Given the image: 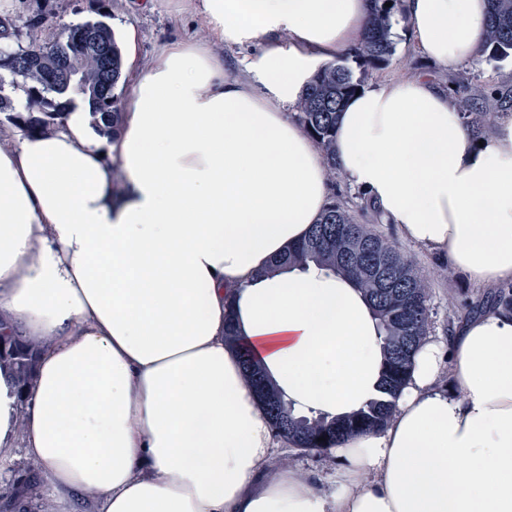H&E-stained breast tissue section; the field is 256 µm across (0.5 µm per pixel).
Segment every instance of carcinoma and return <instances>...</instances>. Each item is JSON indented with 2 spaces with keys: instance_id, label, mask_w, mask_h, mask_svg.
<instances>
[{
  "instance_id": "obj_1",
  "label": "carcinoma",
  "mask_w": 512,
  "mask_h": 512,
  "mask_svg": "<svg viewBox=\"0 0 512 512\" xmlns=\"http://www.w3.org/2000/svg\"><path fill=\"white\" fill-rule=\"evenodd\" d=\"M392 6H385L386 2ZM398 0H373L369 25L354 48L363 66L379 69L393 54L389 17ZM479 56L500 61L512 55V0H489ZM43 17L25 28L16 18H0V34L11 39L0 47V112L14 110L5 87L27 93L25 110L31 130H43L42 117L60 116L74 92L88 97L95 126L106 136L121 129L120 96L123 78L122 48L112 28L101 22L63 27L56 42L44 37ZM361 87L342 61L317 68L295 104V118L318 142L326 161V175L342 176L336 167V120L346 100ZM499 112H479L464 99L459 110L475 135L494 127L501 112L512 110V95L499 99ZM348 280L367 302L382 341L383 364L377 394L360 408L343 415L318 412L297 415L262 364L244 354L243 370L256 389L276 435L299 448H332L361 432L384 427L393 417L395 400L406 384L417 348L430 325L429 281L416 263L377 232L374 225L358 221L341 203L328 207L308 236L271 266L270 271L310 265ZM42 343L22 336L0 321V360L7 362L23 390L32 386Z\"/></svg>"
}]
</instances>
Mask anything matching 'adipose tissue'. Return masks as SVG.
<instances>
[{
  "mask_svg": "<svg viewBox=\"0 0 512 512\" xmlns=\"http://www.w3.org/2000/svg\"><path fill=\"white\" fill-rule=\"evenodd\" d=\"M196 9L206 42L127 67L117 139L78 96L52 130L0 145V320L45 344L27 391L0 364V472L36 460L53 512L87 490L100 512H512L506 306L418 347L392 420L333 448V492L276 465L242 348L298 410L352 411L380 371L347 280L266 272L332 201L323 152L287 110L350 51L371 0ZM486 9L402 0L391 35L445 68L476 54ZM255 40L246 76H225L212 43ZM336 162L402 241L475 286L512 282V117L478 141L432 78L377 82L341 113Z\"/></svg>",
  "mask_w": 512,
  "mask_h": 512,
  "instance_id": "adipose-tissue-1",
  "label": "adipose tissue"
}]
</instances>
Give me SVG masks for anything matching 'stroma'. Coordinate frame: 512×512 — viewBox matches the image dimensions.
Here are the masks:
<instances>
[{
	"instance_id": "stroma-1",
	"label": "stroma",
	"mask_w": 512,
	"mask_h": 512,
	"mask_svg": "<svg viewBox=\"0 0 512 512\" xmlns=\"http://www.w3.org/2000/svg\"><path fill=\"white\" fill-rule=\"evenodd\" d=\"M187 0H153L150 8H142L138 0H25L17 15L18 22L40 13L49 14L56 27L85 20L106 19L113 30L133 27L137 32L136 59L146 62L165 42L207 37V26L199 14L185 12ZM355 77L363 84L385 79L411 78L427 75L447 87L451 97L468 96L474 99L480 111L499 109L498 92L512 90V58L489 64L470 59L447 68L438 67L419 51L395 47L388 64L380 69L363 70L352 64ZM337 200L362 222L375 224L378 232L391 242L399 243L401 250L430 276L431 337L447 336L451 327L484 308L492 292L474 286L464 275L450 268L447 261L427 256L419 247L400 242L394 225L388 224L363 201L346 180L333 181ZM277 461L308 475L315 486L332 490V475L336 461L327 452L296 448L286 440H279Z\"/></svg>"
}]
</instances>
